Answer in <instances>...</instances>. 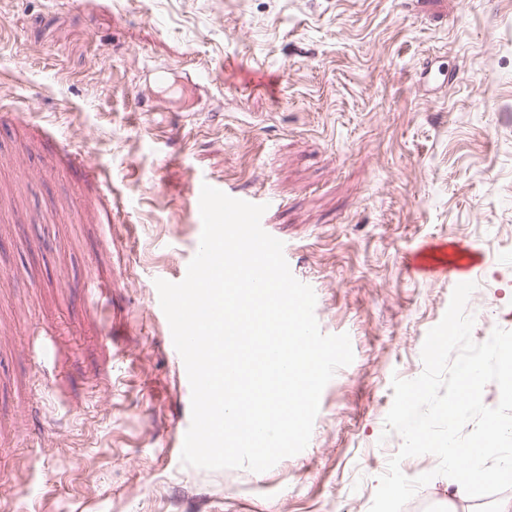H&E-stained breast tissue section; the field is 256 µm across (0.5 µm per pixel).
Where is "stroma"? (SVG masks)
<instances>
[{
  "label": "stroma",
  "instance_id": "obj_1",
  "mask_svg": "<svg viewBox=\"0 0 512 512\" xmlns=\"http://www.w3.org/2000/svg\"><path fill=\"white\" fill-rule=\"evenodd\" d=\"M64 139L107 175L111 226ZM199 177L265 205L354 352L308 446L262 473L177 446L191 391L155 281L193 257ZM7 207L0 512H369L403 443L391 381L421 374L454 289L420 256L469 258L475 342L512 330V0H0ZM487 503L435 476L404 512ZM114 287L112 281H103L95 274L86 275L80 284L85 304L92 308L101 319L106 316L107 309L111 305L110 301L104 298V294L112 293Z\"/></svg>",
  "mask_w": 512,
  "mask_h": 512
}]
</instances>
